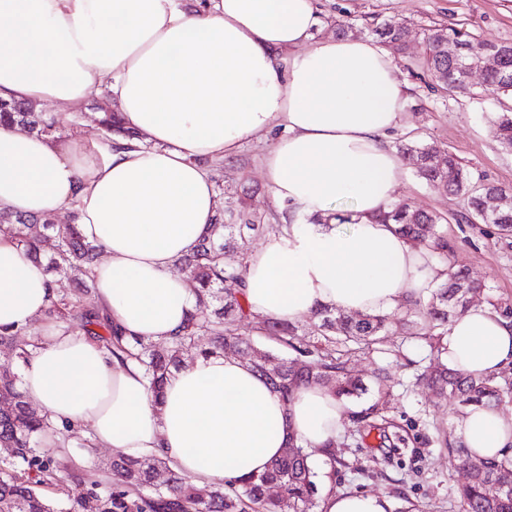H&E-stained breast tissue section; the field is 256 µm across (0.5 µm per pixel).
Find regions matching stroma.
Segmentation results:
<instances>
[{
    "instance_id": "1",
    "label": "stroma",
    "mask_w": 512,
    "mask_h": 512,
    "mask_svg": "<svg viewBox=\"0 0 512 512\" xmlns=\"http://www.w3.org/2000/svg\"><path fill=\"white\" fill-rule=\"evenodd\" d=\"M319 8L316 34L320 37L335 35L332 21L336 18L348 20L356 38L370 37L376 18L392 17L407 25L406 49L394 53L393 59L408 88V101L391 145L421 140L454 153L487 181L512 187V151L505 150L492 132L493 121L512 108V99L493 93L472 97L440 91L418 64L421 30L434 23L466 29L477 41L512 42V0H319ZM267 148L263 141L245 143L236 156L212 162L210 174L219 185L246 182L257 187L256 204L277 218L280 208L263 175ZM395 197L447 217L443 231L451 249L450 263L483 284L475 303L512 300V237L500 236L491 224L461 221L464 200L427 185L412 170H404ZM378 364L386 367L390 377L388 418L405 444L397 449L383 447L372 435L357 445L337 444L335 458L318 456L320 500L353 491L386 497L392 512H459L455 488L464 482L465 473L449 462L447 449L436 442V432L455 429L460 406L452 400H437L426 390H413L411 369L395 357L378 363L362 357L355 370L367 380ZM83 438L81 428H74L70 447L55 453L65 465L61 483L49 491L57 501H65L74 474L84 470L91 479L101 480L108 470L112 449H83Z\"/></svg>"
}]
</instances>
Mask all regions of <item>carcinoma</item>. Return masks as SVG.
Here are the masks:
<instances>
[{"instance_id": "carcinoma-1", "label": "carcinoma", "mask_w": 512, "mask_h": 512, "mask_svg": "<svg viewBox=\"0 0 512 512\" xmlns=\"http://www.w3.org/2000/svg\"><path fill=\"white\" fill-rule=\"evenodd\" d=\"M375 32L387 46L402 50L401 22L386 20ZM450 34L462 41L471 39L470 33L461 29H424L421 66L440 88L469 94L470 87L448 82L455 64L448 61L439 46ZM500 65L501 71L486 77L485 89L512 96V49ZM96 122L102 137L117 145L142 142L137 132L121 124L116 112L101 111ZM2 124L47 137L55 132L53 122L21 103L0 101ZM494 134L503 148L512 150L511 112L497 118ZM398 154L419 178L466 200L465 219L469 223L492 224L499 234L512 236V213L487 216L480 208L481 195L499 186L464 169L456 155L448 152L440 162L435 148L414 140L400 144ZM71 216L72 223L55 225L45 218L0 210V231L10 233L25 254L42 267L51 278L50 287H57L61 278H72L90 290L101 251L85 240L78 213L74 211ZM379 220L397 225L414 247H428L437 263L448 265V239L441 229L447 223L444 216L394 202ZM282 229L281 224L266 223L265 215L245 202L227 215L217 211L211 230L181 262L182 270L196 283V309L165 341L163 351L141 339L124 341L123 333L112 325L106 312L88 307L79 299L67 301L55 295L45 318L59 317L69 325L77 324L112 354L137 361L148 390L156 399L167 375L182 366L184 351L193 349L199 356L250 351L255 372L283 402H289L302 385L322 384L338 400L347 401L344 425L366 436L376 429L385 430L387 379L381 368L369 387L356 378L353 362L360 355L381 357L390 353L402 358L414 368V385L427 387L437 398L451 395L465 406L498 405L512 399V377L506 373L464 374L448 367L444 359L448 354V326L466 311L468 295L475 288L460 272H450L437 282L427 302L409 299L399 308L408 338L428 346L433 354L426 367L399 349L384 348L389 318L381 314L354 318L338 309L321 308L313 314L320 320V333L313 338L305 337L294 322H254L246 304V234ZM230 251L239 253L238 261L225 260ZM31 334L29 327L1 330L0 347L14 352L17 360L24 363L28 353L20 337ZM0 396L11 400L9 407L0 408V448L11 449L0 458V512H81L87 495L81 478L74 479L68 488L65 508L42 493V488L60 482L62 466L47 456L34 454L51 425L44 414L29 405L19 387V376L9 363L0 364ZM437 442L468 473L467 482L458 490L461 512H512L511 459H473L464 444L445 432L438 435ZM316 467L314 453L293 440L267 471L240 480L228 493L223 483L195 485L161 457L137 459L120 454L112 457L110 471L121 482L102 495H94L95 512H245L250 505L260 512H314ZM158 473L164 474L161 483L155 481Z\"/></svg>"}]
</instances>
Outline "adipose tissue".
<instances>
[{"label": "adipose tissue", "mask_w": 512, "mask_h": 512, "mask_svg": "<svg viewBox=\"0 0 512 512\" xmlns=\"http://www.w3.org/2000/svg\"><path fill=\"white\" fill-rule=\"evenodd\" d=\"M318 25V0H0V99L70 111L102 87L147 139L119 150L0 126V209L78 212L104 254L95 301L127 339H167L195 309L177 266L216 213L202 162L266 137L267 185L288 229L246 256L251 312L291 322L321 307L386 314L428 299L440 268L377 220L405 167L387 136L406 87L372 40L318 39ZM344 200L347 231L332 218ZM49 282L0 232V329L43 322L22 389L54 426L84 428L90 447L164 456L205 486L262 473L291 437L313 450L335 440L343 407L327 389L305 385L282 403L232 356L173 370L153 400L134 362L43 321ZM447 358L465 373L512 365V320L470 308L450 324ZM459 429L471 455L512 457V411L470 406Z\"/></svg>", "instance_id": "ef3b65f1"}]
</instances>
